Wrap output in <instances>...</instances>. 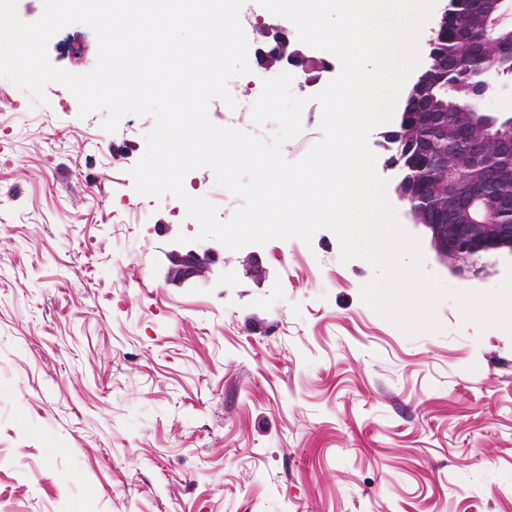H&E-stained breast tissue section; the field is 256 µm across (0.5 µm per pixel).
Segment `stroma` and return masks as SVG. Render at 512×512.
<instances>
[{"label":"stroma","mask_w":512,"mask_h":512,"mask_svg":"<svg viewBox=\"0 0 512 512\" xmlns=\"http://www.w3.org/2000/svg\"><path fill=\"white\" fill-rule=\"evenodd\" d=\"M47 52L85 73L97 38L72 24ZM45 96L0 79V512H512L511 332L445 301L441 332L406 336L327 230L220 248V287L167 283L199 226L134 189L153 117L111 133ZM183 187L224 220L242 204L206 167ZM406 230L451 288L507 274L460 276Z\"/></svg>","instance_id":"1"}]
</instances>
